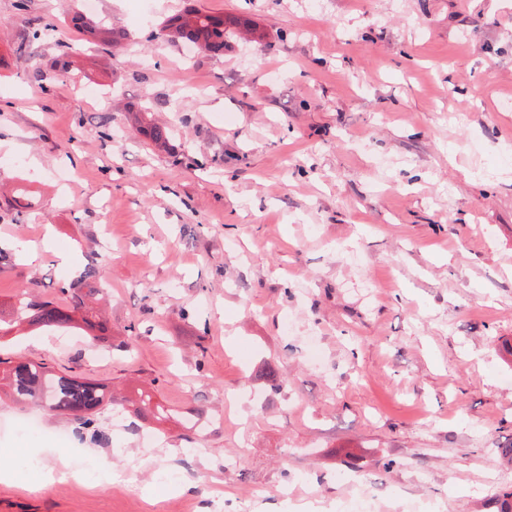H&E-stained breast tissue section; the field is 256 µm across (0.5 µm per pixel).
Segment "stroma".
Segmentation results:
<instances>
[{
	"label": "stroma",
	"mask_w": 512,
	"mask_h": 512,
	"mask_svg": "<svg viewBox=\"0 0 512 512\" xmlns=\"http://www.w3.org/2000/svg\"><path fill=\"white\" fill-rule=\"evenodd\" d=\"M189 5L251 18L266 45L175 69L159 28ZM85 11L0 0V307L61 300L94 261L112 334L19 326L0 358L102 383L108 441L62 451L73 421L0 392V512H336L354 474L376 512H497L512 0H100L117 53ZM141 392L168 421L134 416ZM65 461L78 477L42 485ZM73 18L87 33L93 35L100 44L112 47L113 50L120 49L128 38L125 30L107 25L103 21L94 23L80 14Z\"/></svg>",
	"instance_id": "obj_1"
}]
</instances>
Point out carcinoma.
I'll return each instance as SVG.
<instances>
[{
  "label": "carcinoma",
  "mask_w": 512,
  "mask_h": 512,
  "mask_svg": "<svg viewBox=\"0 0 512 512\" xmlns=\"http://www.w3.org/2000/svg\"><path fill=\"white\" fill-rule=\"evenodd\" d=\"M79 25L93 35L100 44L118 50L128 38L125 30L112 27L104 22L77 15ZM162 31L172 43H185L195 50L213 55H222L228 49L230 41L245 32L257 41L265 34L246 19L237 16L214 15L191 7L163 22ZM143 134L148 145L156 151L168 149L171 130L163 125H148ZM102 283L100 270L95 262L84 266L76 280L61 289L66 296V304L53 301H40L33 297H23L14 309L17 319L34 329L47 331L81 329L106 334L111 331L107 324L96 319L86 302L99 295ZM3 380L6 381L8 394L19 401L39 400L56 415L72 416L80 423L76 433H87L95 439L104 437L97 426V417L104 403V386L95 380L73 376L55 375L46 368L24 360L3 361ZM270 389L277 393L283 390L286 379L278 369L268 363L262 371ZM137 415L144 419L162 421L167 418L164 407L153 400L152 395L140 394Z\"/></svg>",
  "instance_id": "cac0c4a2"
}]
</instances>
